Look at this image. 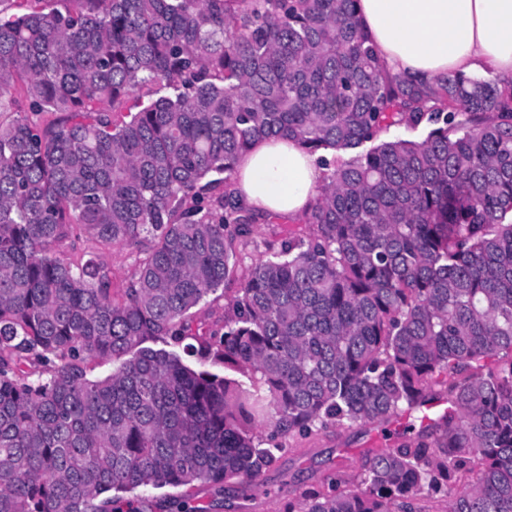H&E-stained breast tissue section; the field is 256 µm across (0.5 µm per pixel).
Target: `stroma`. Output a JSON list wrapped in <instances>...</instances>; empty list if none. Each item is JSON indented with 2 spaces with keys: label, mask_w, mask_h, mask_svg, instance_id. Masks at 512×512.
<instances>
[{
  "label": "stroma",
  "mask_w": 512,
  "mask_h": 512,
  "mask_svg": "<svg viewBox=\"0 0 512 512\" xmlns=\"http://www.w3.org/2000/svg\"><path fill=\"white\" fill-rule=\"evenodd\" d=\"M307 231L308 226L300 217L281 219L274 224H256L250 235L238 240L237 248L244 261L251 263L265 254L268 245L280 244L288 235ZM148 246L145 240L136 244H105L75 233L60 244L58 252L76 266L89 256L98 257L110 271L113 294L119 296L128 288ZM400 442V436L387 434L378 426L330 428L295 439L292 451L282 456L255 485L220 493L201 488L196 495L201 504L208 506L209 512H278L283 501L319 484L334 471L354 476L363 449Z\"/></svg>",
  "instance_id": "stroma-1"
}]
</instances>
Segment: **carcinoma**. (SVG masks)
Returning a JSON list of instances; mask_svg holds the SVG:
<instances>
[{
  "mask_svg": "<svg viewBox=\"0 0 512 512\" xmlns=\"http://www.w3.org/2000/svg\"><path fill=\"white\" fill-rule=\"evenodd\" d=\"M0 17V512H207L270 437L384 426L348 479L283 512H512V88L391 74L356 0H71ZM165 91L123 113L137 88ZM426 125L420 141L380 139ZM282 137L330 151L305 223L239 269L234 241L278 217L234 191ZM152 245L124 297L74 227ZM239 282L224 331L189 311ZM184 351L201 368L168 349ZM116 364L104 377L94 362ZM15 108L9 103L5 102L2 106V112H0V122L7 124L18 117L26 116L29 121L45 126L53 122L57 118V114L53 112H14Z\"/></svg>",
  "mask_w": 512,
  "mask_h": 512,
  "instance_id": "carcinoma-1",
  "label": "carcinoma"
}]
</instances>
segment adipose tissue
I'll return each instance as SVG.
<instances>
[{
    "label": "adipose tissue",
    "instance_id": "1",
    "mask_svg": "<svg viewBox=\"0 0 512 512\" xmlns=\"http://www.w3.org/2000/svg\"><path fill=\"white\" fill-rule=\"evenodd\" d=\"M388 68L417 81L488 69L512 86V0H357ZM323 168L296 142L269 138L237 164L246 205L294 218L309 210Z\"/></svg>",
    "mask_w": 512,
    "mask_h": 512
}]
</instances>
